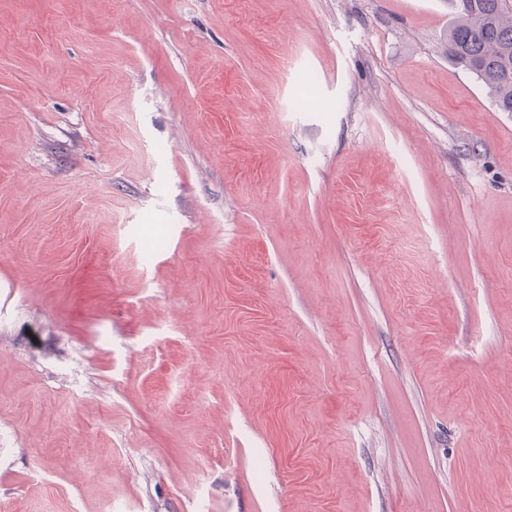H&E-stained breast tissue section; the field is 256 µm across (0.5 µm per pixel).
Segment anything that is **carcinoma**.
<instances>
[{
    "instance_id": "1",
    "label": "carcinoma",
    "mask_w": 512,
    "mask_h": 512,
    "mask_svg": "<svg viewBox=\"0 0 512 512\" xmlns=\"http://www.w3.org/2000/svg\"><path fill=\"white\" fill-rule=\"evenodd\" d=\"M448 60L473 73L512 112V0H450Z\"/></svg>"
}]
</instances>
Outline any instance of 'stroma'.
Returning a JSON list of instances; mask_svg holds the SVG:
<instances>
[{"instance_id": "stroma-1", "label": "stroma", "mask_w": 512, "mask_h": 512, "mask_svg": "<svg viewBox=\"0 0 512 512\" xmlns=\"http://www.w3.org/2000/svg\"><path fill=\"white\" fill-rule=\"evenodd\" d=\"M448 0H0V512H512V112Z\"/></svg>"}]
</instances>
